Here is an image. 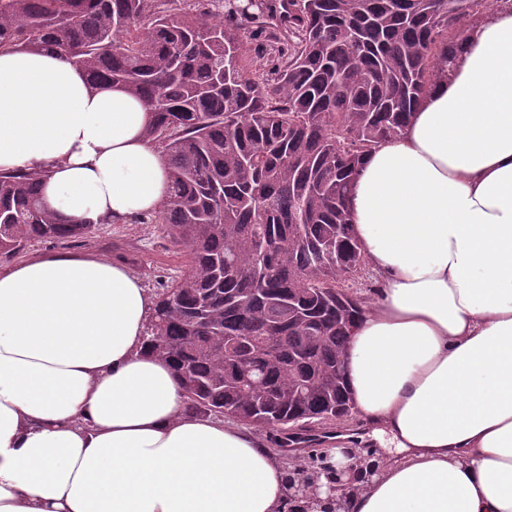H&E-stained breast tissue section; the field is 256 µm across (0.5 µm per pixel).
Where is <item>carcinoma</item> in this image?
<instances>
[{
    "instance_id": "obj_1",
    "label": "carcinoma",
    "mask_w": 512,
    "mask_h": 512,
    "mask_svg": "<svg viewBox=\"0 0 512 512\" xmlns=\"http://www.w3.org/2000/svg\"><path fill=\"white\" fill-rule=\"evenodd\" d=\"M0 0V47H43L151 113L171 181L156 222L187 264L159 293L148 351L186 410L273 432L286 465L306 433L352 418L345 350L369 297L348 197L365 157L401 136L488 0H268L267 44L245 0ZM269 46L268 77L250 71ZM41 176L0 171V258L68 245ZM323 454L288 486L333 474Z\"/></svg>"
}]
</instances>
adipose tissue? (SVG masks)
Instances as JSON below:
<instances>
[{
  "mask_svg": "<svg viewBox=\"0 0 512 512\" xmlns=\"http://www.w3.org/2000/svg\"><path fill=\"white\" fill-rule=\"evenodd\" d=\"M150 119L54 51L0 49V169L43 173L63 223L158 210ZM349 213L377 291L347 386L394 456L336 491L343 512H512V5L483 14L403 135L365 159ZM154 306L90 254L0 269V512H282L278 455L188 413L146 352Z\"/></svg>",
  "mask_w": 512,
  "mask_h": 512,
  "instance_id": "obj_1",
  "label": "adipose tissue"
}]
</instances>
